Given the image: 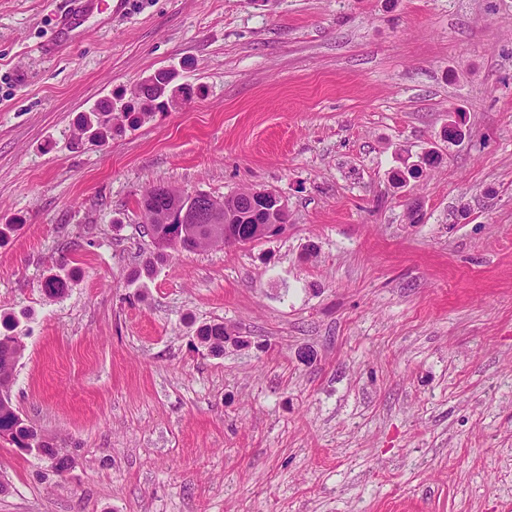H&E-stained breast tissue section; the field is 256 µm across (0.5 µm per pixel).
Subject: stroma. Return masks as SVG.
I'll return each mask as SVG.
<instances>
[{"label":"stroma","instance_id":"obj_1","mask_svg":"<svg viewBox=\"0 0 512 512\" xmlns=\"http://www.w3.org/2000/svg\"><path fill=\"white\" fill-rule=\"evenodd\" d=\"M102 2L51 56L67 0H0L11 396L70 459L0 438V512H512V0ZM160 184L288 226L159 258ZM162 75L166 76V86L163 89V97L162 99L168 103V108L170 106H174L178 103L183 104L185 99H187V95L184 93V88L172 85L174 80L173 76L166 70H156L148 76L142 78L132 92L133 99L137 100L141 107L144 109H152L154 108V103L149 100L143 98L142 91L146 88L152 87L159 82V79ZM197 336L202 343L208 345L212 352L224 353V340L228 338L224 324L217 323L203 326L199 329Z\"/></svg>","mask_w":512,"mask_h":512}]
</instances>
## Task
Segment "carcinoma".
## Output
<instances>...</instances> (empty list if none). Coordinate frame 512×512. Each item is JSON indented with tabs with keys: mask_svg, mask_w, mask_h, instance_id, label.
Returning a JSON list of instances; mask_svg holds the SVG:
<instances>
[{
	"mask_svg": "<svg viewBox=\"0 0 512 512\" xmlns=\"http://www.w3.org/2000/svg\"><path fill=\"white\" fill-rule=\"evenodd\" d=\"M182 204V200L165 186H155L141 201L147 231L156 248L161 252H193L217 244L233 245L254 241V221L259 219L262 209L271 206L272 201L265 196L245 198L242 195L224 199V212L220 221L228 225L229 236L213 235L199 231L190 224L185 231L174 233V225L165 224L161 215ZM43 290L51 297H61L67 290V283L56 275L47 277L42 283ZM198 338L208 345L211 351H224V340L228 334L224 324L206 325L199 329ZM22 349L21 337L9 334L0 335V434L9 436V442L18 448H33L39 456L53 461L58 472L66 469L65 459L50 446L33 426L21 418L9 394L8 383L13 373L17 357Z\"/></svg>",
	"mask_w": 512,
	"mask_h": 512,
	"instance_id": "cac0c4a2",
	"label": "carcinoma"
}]
</instances>
